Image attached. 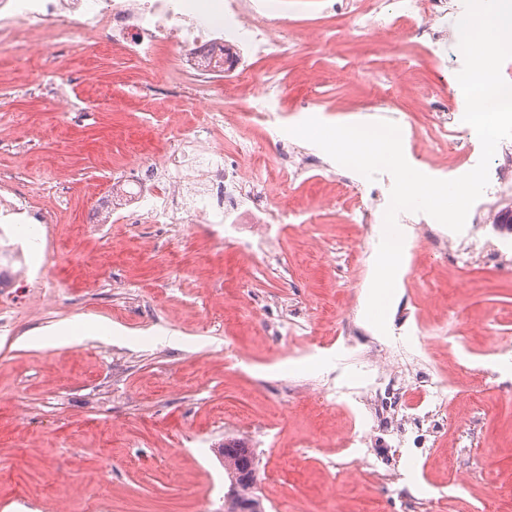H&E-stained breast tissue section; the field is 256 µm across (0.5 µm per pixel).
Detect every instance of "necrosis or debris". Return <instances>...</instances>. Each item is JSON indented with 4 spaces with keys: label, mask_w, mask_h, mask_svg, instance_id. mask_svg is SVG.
I'll use <instances>...</instances> for the list:
<instances>
[{
    "label": "necrosis or debris",
    "mask_w": 512,
    "mask_h": 512,
    "mask_svg": "<svg viewBox=\"0 0 512 512\" xmlns=\"http://www.w3.org/2000/svg\"><path fill=\"white\" fill-rule=\"evenodd\" d=\"M83 2L19 0L8 9L0 36L28 40L38 54L52 57L64 35L93 41L109 34L144 64V96H155L161 86H182L187 76H194L206 88L199 101L217 132L203 149L151 164L138 162L143 175L122 182L120 198L110 209L113 220L122 221L129 210L143 224L172 223L178 212L200 224L269 223L267 194L278 186L280 163H294L295 157L288 153L281 161L272 160L267 144L247 136L237 122L225 117L222 103L251 96L259 105L249 115L251 124L275 122L277 115L269 107L277 101L279 90L264 64L286 54L287 19L269 13L264 0H203L202 9L218 16L212 26L199 24L198 11L181 7L178 0H96L91 8ZM394 2L397 17L414 21L417 36L428 50L455 32L463 15L462 10L449 9L447 0ZM229 37L247 44L256 66L234 71V78L227 81L224 73L233 71L224 57ZM173 51L178 54L175 67L163 66V58ZM228 140L237 143L240 163L225 160ZM405 393L403 385H383L375 379L365 392L364 404L376 421L391 425L399 415L392 400Z\"/></svg>",
    "instance_id": "obj_1"
}]
</instances>
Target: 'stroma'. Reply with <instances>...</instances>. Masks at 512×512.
Instances as JSON below:
<instances>
[{"instance_id": "obj_1", "label": "stroma", "mask_w": 512, "mask_h": 512, "mask_svg": "<svg viewBox=\"0 0 512 512\" xmlns=\"http://www.w3.org/2000/svg\"><path fill=\"white\" fill-rule=\"evenodd\" d=\"M290 44L273 63L286 113L253 126L246 104L224 113L248 135L287 139L313 113L327 123L383 120L384 90L410 91L397 124L408 163L453 179L481 156L457 80L456 41L436 58L413 29L377 13L372 23L323 14L322 0H272ZM64 84L87 108L63 116L24 87L33 72ZM141 64L121 48L67 39L59 57L0 44V197L41 193L36 237L0 223V512H224L218 454L235 439L259 460L266 512H512V153L497 147L491 181L462 232L401 212L410 246L387 333L365 318L383 221L358 201L390 202L393 178L367 180L329 162L281 175L270 210L269 253L223 236L159 224L104 223L114 169L151 160L203 131L207 118L178 96L142 98ZM316 94H309L310 83ZM448 115L465 148L439 166L416 113ZM210 313L201 322V310ZM65 321L112 325L108 336L31 347L28 333ZM411 350V403L433 411L429 432L403 439L341 386L363 383L373 343ZM452 382L444 409L431 387Z\"/></svg>"}]
</instances>
